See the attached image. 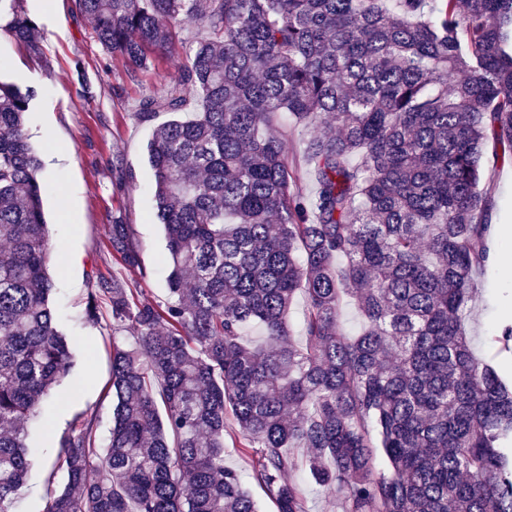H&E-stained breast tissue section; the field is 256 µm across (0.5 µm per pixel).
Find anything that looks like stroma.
Here are the masks:
<instances>
[{
	"label": "stroma",
	"mask_w": 512,
	"mask_h": 512,
	"mask_svg": "<svg viewBox=\"0 0 512 512\" xmlns=\"http://www.w3.org/2000/svg\"><path fill=\"white\" fill-rule=\"evenodd\" d=\"M43 0H22L35 20L43 53L33 56L7 35H0V78L38 91L27 116L29 141L44 162L40 176L49 187L44 197L47 231L52 245L48 272L55 283V319L73 351L68 376L44 403L41 416L27 423L26 446L31 466L15 512H47L64 482L63 470L51 469L58 442L86 420H94L98 441H106L112 416V319L101 307L99 319L84 317L88 294L98 276L137 279L146 298L166 296L169 274L166 239L156 219L154 176L147 144L154 129L169 120L160 112L141 120V99L178 82L199 34L195 24L176 27L180 37L173 53H152V62L136 78H128L118 54L95 41L89 19L76 0H55L45 13ZM65 149L59 166L51 154ZM122 163L132 174L124 186L112 184V165ZM485 187L493 201L488 222L489 258L476 279L474 297L463 328L478 357L512 374V354L493 348L489 339L512 320V264L498 259L500 225H512V161L493 143L483 154ZM128 224L140 247L141 266L125 268L112 257L108 237L113 220ZM224 463L237 470L260 512H276L275 504L250 477L252 457L238 441H224Z\"/></svg>",
	"instance_id": "35a3bbf8"
}]
</instances>
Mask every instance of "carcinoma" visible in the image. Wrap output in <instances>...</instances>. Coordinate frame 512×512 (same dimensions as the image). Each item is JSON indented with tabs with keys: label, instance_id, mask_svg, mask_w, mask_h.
I'll return each instance as SVG.
<instances>
[{
	"label": "carcinoma",
	"instance_id": "carcinoma-1",
	"mask_svg": "<svg viewBox=\"0 0 512 512\" xmlns=\"http://www.w3.org/2000/svg\"><path fill=\"white\" fill-rule=\"evenodd\" d=\"M77 2L132 79L174 50L175 23L205 36L139 105L173 115L147 146L167 298L112 276L89 293L87 315L109 305L134 344L112 346L106 444L88 424L59 441L50 512H258L224 466L230 433L277 512H307L286 479L300 466L343 512H512V384L462 326L488 259L487 139L512 159V0ZM0 31L41 52L20 0H0ZM36 95L0 80V512L27 479L25 424L72 362L25 132ZM283 113L321 129L303 146L309 200L272 132ZM109 246L139 267L128 225ZM251 322L266 345L243 341ZM361 325V318L353 301L348 296H344L341 301L338 317L340 332L345 336H356L360 331Z\"/></svg>",
	"mask_w": 512,
	"mask_h": 512
}]
</instances>
